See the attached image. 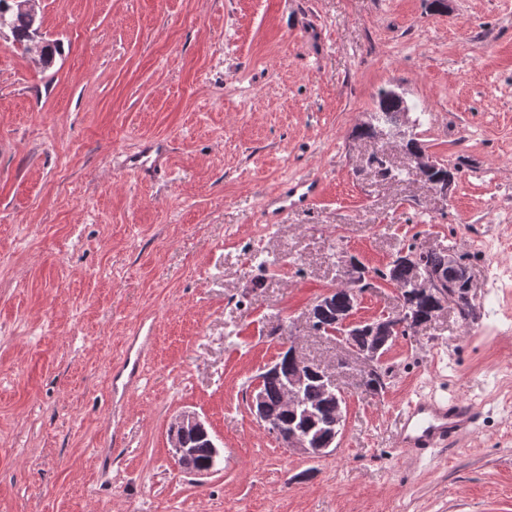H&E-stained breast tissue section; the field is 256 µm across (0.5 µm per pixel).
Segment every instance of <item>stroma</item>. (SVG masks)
I'll return each instance as SVG.
<instances>
[{
	"label": "stroma",
	"instance_id": "stroma-1",
	"mask_svg": "<svg viewBox=\"0 0 512 512\" xmlns=\"http://www.w3.org/2000/svg\"><path fill=\"white\" fill-rule=\"evenodd\" d=\"M52 65L0 38V512H512V0H38ZM393 90L452 169L409 175L358 126ZM164 146L152 177L129 158ZM384 153L383 179L365 163ZM313 206L273 224L300 177ZM463 256L472 314L398 336L385 386L315 332L345 261ZM297 336L345 393L330 455L284 448L249 405ZM141 376L116 388L115 374ZM481 409L455 447L394 446L431 393ZM197 413L217 471L178 463ZM319 184L311 178L301 179L287 184L278 193L268 198L264 206V217L275 219L288 209L302 208L318 196ZM180 428H200L205 430V424L200 420L199 416L194 412H183L175 419V428L172 433H170V442L172 448H174L180 463L182 466L192 473L203 474L211 470V468H196L194 467L192 458L190 454L183 448L182 444L179 441V438L176 434V429Z\"/></svg>",
	"mask_w": 512,
	"mask_h": 512
}]
</instances>
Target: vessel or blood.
<instances>
[{
    "mask_svg": "<svg viewBox=\"0 0 512 512\" xmlns=\"http://www.w3.org/2000/svg\"><path fill=\"white\" fill-rule=\"evenodd\" d=\"M319 184L311 178L301 179L268 198L264 213L277 218L294 208L307 206L318 196ZM477 406L463 399L420 398L410 401L398 412L397 447L421 455L425 452L454 447L458 437L475 424Z\"/></svg>",
    "mask_w": 512,
    "mask_h": 512,
    "instance_id": "vessel-or-blood-1",
    "label": "vessel or blood"
}]
</instances>
